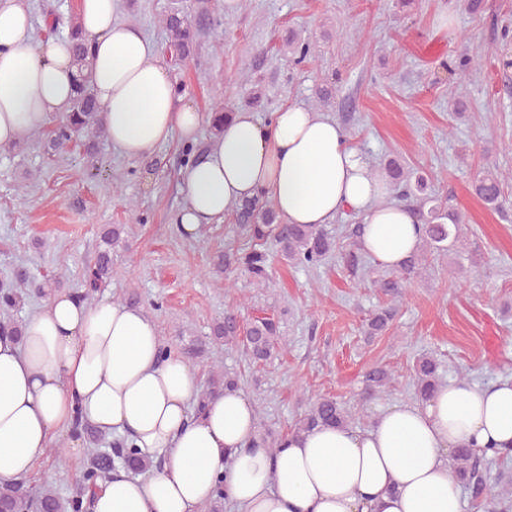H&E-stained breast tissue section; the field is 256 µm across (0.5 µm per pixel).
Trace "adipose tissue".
Here are the masks:
<instances>
[{
    "label": "adipose tissue",
    "mask_w": 512,
    "mask_h": 512,
    "mask_svg": "<svg viewBox=\"0 0 512 512\" xmlns=\"http://www.w3.org/2000/svg\"><path fill=\"white\" fill-rule=\"evenodd\" d=\"M120 0H81L91 43L86 74L112 144L141 157L172 136L196 141L203 116L174 107L161 49L119 16ZM24 0H0V147L64 111L73 95L70 45H33ZM177 221L197 235L242 201L265 197L288 224L362 218L361 247L399 267L420 244L413 211L336 120L288 105L270 124L229 114L197 162L182 171ZM195 370L166 351L142 310L104 297L53 294L22 336L0 335V481L28 476L50 448L81 452L74 419L106 436L132 435L157 461L145 477L113 472L94 512H203L223 493L236 512H463L448 461L468 446L512 447V377L440 385L423 403L398 402L365 430L321 427L289 435L276 453L254 447V403L229 389L194 405Z\"/></svg>",
    "instance_id": "1"
}]
</instances>
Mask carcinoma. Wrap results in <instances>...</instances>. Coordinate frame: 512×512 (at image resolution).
<instances>
[{
	"instance_id": "cac0c4a2",
	"label": "carcinoma",
	"mask_w": 512,
	"mask_h": 512,
	"mask_svg": "<svg viewBox=\"0 0 512 512\" xmlns=\"http://www.w3.org/2000/svg\"><path fill=\"white\" fill-rule=\"evenodd\" d=\"M220 23L216 0H194L192 19L179 8L165 14L161 24L174 64L179 65L190 59L196 52L200 38L216 33ZM50 33L67 34L78 68V78L74 96L46 144L47 151L57 152L70 142L83 139L87 153L91 155L96 140L106 137L107 131L93 91L83 75L89 51L78 15L73 12L66 16L53 14ZM283 51L294 63L301 64L312 53V47L293 33L283 43ZM384 171L394 187L395 197L415 212L422 232L418 250L401 267L371 280L373 287L396 300L402 297L413 279L423 275L429 257L451 253L463 241L465 232L460 216L431 189L427 175L406 169L396 159L389 160ZM474 190L490 205L502 203L504 190L501 176L489 168L477 179ZM233 217L236 226L248 239V246L225 251L219 257L218 268L224 271L233 267L243 270L257 288H266L271 281L270 244L283 259L303 268L320 264L341 248L340 238L324 225L282 222L273 203L266 198L242 202ZM103 239L106 248L99 252L96 263L86 272L87 289L80 295L87 301L112 278V252L127 246L124 225H112L104 232ZM30 285L27 272L19 270L9 283L0 287V330H8L18 337L23 335L24 323L14 317V312L20 308ZM395 312V307L388 306L374 313L367 320L366 333L375 336L386 330ZM210 340L227 347L241 345L256 362L269 359L277 347L287 345L277 321L261 317L244 326L238 311L233 308L225 310L224 318L213 325ZM438 368L433 358L421 357L416 360L412 381L418 399L428 400L439 387ZM366 381L370 394L380 396L391 391L393 377L386 368L375 366L367 373ZM236 386L238 381L224 371L212 372L208 385L200 392L195 413H201L210 395ZM351 419L352 412L335 398L320 396L300 416L294 432H309L321 426H346ZM73 429L87 437L91 445L84 462L82 487L64 498L49 484L30 485L24 479L1 482L0 512H89V492L112 474L116 460H122L134 474L145 475L158 467L153 460L140 456L127 441L109 442L106 436L78 418L73 423ZM486 458L485 453H478L472 448L457 449L452 462L453 476L471 498L484 502L487 512H509L512 509V478L502 473L492 476L486 467Z\"/></svg>"
}]
</instances>
